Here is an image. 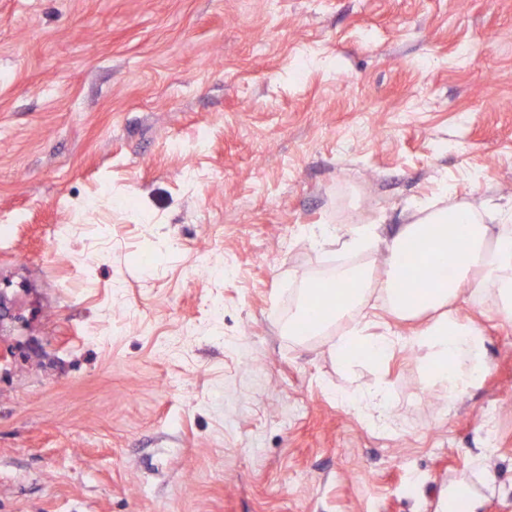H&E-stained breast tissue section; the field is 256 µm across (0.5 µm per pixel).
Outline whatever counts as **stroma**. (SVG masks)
Segmentation results:
<instances>
[{
  "instance_id": "35a3bbf8",
  "label": "stroma",
  "mask_w": 512,
  "mask_h": 512,
  "mask_svg": "<svg viewBox=\"0 0 512 512\" xmlns=\"http://www.w3.org/2000/svg\"><path fill=\"white\" fill-rule=\"evenodd\" d=\"M442 199L512 201V0H0V512H512L493 284L451 398L380 290ZM368 262L387 355L288 333Z\"/></svg>"
}]
</instances>
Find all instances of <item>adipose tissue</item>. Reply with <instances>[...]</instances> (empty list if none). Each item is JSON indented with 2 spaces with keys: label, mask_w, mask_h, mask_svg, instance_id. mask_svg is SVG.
Wrapping results in <instances>:
<instances>
[{
  "label": "adipose tissue",
  "mask_w": 512,
  "mask_h": 512,
  "mask_svg": "<svg viewBox=\"0 0 512 512\" xmlns=\"http://www.w3.org/2000/svg\"><path fill=\"white\" fill-rule=\"evenodd\" d=\"M512 220V203L484 207L470 202L453 203L436 210L415 209L406 218L401 232L387 246L386 277L383 290L393 312L403 316L425 309L437 310L414 337L415 344L427 346L437 371L433 377L448 396H455L475 384L483 370L482 333L472 325L461 323L447 312L465 285H480L493 280L502 308L512 316V230L490 234L486 214ZM463 224L467 232L457 244L455 275L442 283H426L414 278V271L434 265L448 250V227ZM420 242L418 251H407L409 242ZM371 271L361 270L337 275L339 287L350 289V297L337 304L329 322L353 318L369 295Z\"/></svg>",
  "instance_id": "adipose-tissue-1"
}]
</instances>
